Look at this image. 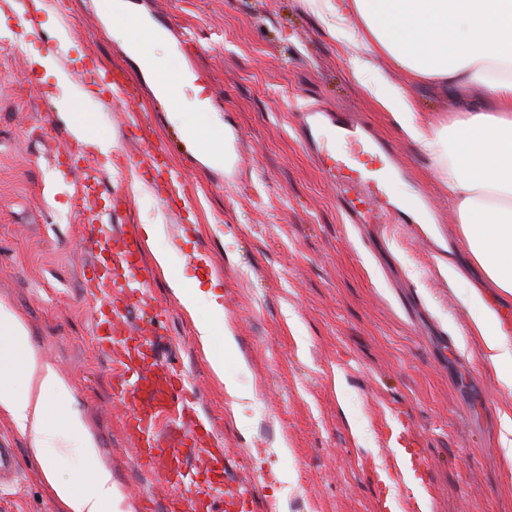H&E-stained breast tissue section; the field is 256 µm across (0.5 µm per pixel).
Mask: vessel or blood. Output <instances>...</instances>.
I'll use <instances>...</instances> for the list:
<instances>
[{
  "mask_svg": "<svg viewBox=\"0 0 512 512\" xmlns=\"http://www.w3.org/2000/svg\"><path fill=\"white\" fill-rule=\"evenodd\" d=\"M113 101L129 105L130 125L140 135L127 152L126 170L155 187L156 176L167 175L170 194L181 195L186 180L171 174L168 151L148 134L149 120L138 113L141 88L114 69ZM301 133L321 174L336 189V200L352 224H415L425 221L433 205L396 204L386 195L389 181L399 177L390 147L365 125L317 104L298 115ZM340 137L353 147L344 157L330 154L329 137ZM91 235L82 267L86 293L94 299V336L105 353H116L120 371L112 384V401L125 409V429L138 450L141 466L153 472L169 490L167 512H255L257 490L234 477L220 448L211 420L195 406L196 390L182 370L162 360L153 342L167 319V310L149 304L148 288L154 276L134 225L102 223L99 213L83 212ZM402 458L416 473L426 461L409 427L395 437Z\"/></svg>",
  "mask_w": 512,
  "mask_h": 512,
  "instance_id": "obj_1",
  "label": "vessel or blood"
}]
</instances>
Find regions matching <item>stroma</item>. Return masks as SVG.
<instances>
[{
  "label": "stroma",
  "instance_id": "stroma-1",
  "mask_svg": "<svg viewBox=\"0 0 512 512\" xmlns=\"http://www.w3.org/2000/svg\"><path fill=\"white\" fill-rule=\"evenodd\" d=\"M19 0H0V304L22 317L30 341L73 388L75 406L100 459L122 492V512H163L166 488L139 467L124 435L123 408L113 406V368L91 335L81 267L89 233L80 207L107 208L124 184L120 153L130 133L120 104L100 88L39 77L30 49H42L60 25L54 7L35 15L37 29L15 20ZM139 21L160 14L183 33L164 40L163 66L185 75L196 57L187 100L210 86L199 126L220 121L240 153L223 165L198 162L185 173L186 198L166 202L135 193L125 224H185L155 250L171 256L155 273L151 296L167 307L165 354L196 385L201 410L223 438L232 469L259 480V512L286 499L288 512H410L414 473L389 451L392 409L417 433L430 478L421 490L427 512H512V462L500 445V415L512 411L504 388L483 361L459 297L477 274L449 282L443 269L457 249L456 224L345 223L333 189L308 159L294 114L313 99L363 115L391 140L415 182L440 210L448 199L427 156L382 111L366 81L353 74L361 53L355 21L341 0H124ZM71 45L64 66L111 71L122 66L141 82L156 139L175 141V125L155 101L149 72L113 38L98 0H65ZM94 137L114 142L110 165L73 205L75 175L50 157L72 138L71 110ZM203 278L224 297L238 351L224 371L252 391L229 397L200 348L195 320L169 286ZM288 455H277L280 441ZM0 445L15 449L18 482L0 489V512H62L41 476V463L11 417L0 411ZM291 474L289 484L276 471Z\"/></svg>",
  "mask_w": 512,
  "mask_h": 512
}]
</instances>
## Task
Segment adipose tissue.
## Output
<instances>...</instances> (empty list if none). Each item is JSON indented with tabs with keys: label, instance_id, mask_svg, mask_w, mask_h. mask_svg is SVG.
I'll return each instance as SVG.
<instances>
[{
	"label": "adipose tissue",
	"instance_id": "obj_1",
	"mask_svg": "<svg viewBox=\"0 0 512 512\" xmlns=\"http://www.w3.org/2000/svg\"><path fill=\"white\" fill-rule=\"evenodd\" d=\"M345 9L359 22L365 51L353 62L356 75L369 69L371 58L384 56L410 85L457 95L456 117L441 122L419 116L408 87L387 83L375 97L431 160L471 259L466 265L449 256L448 277L464 278L471 264L482 271L484 288L468 290L460 301L500 383L512 387V339L500 330L486 295L490 288L512 295V0H346ZM170 286L188 314L208 309V320L196 325L197 337L226 393L252 399L224 373L225 353L237 348L232 329L224 331L223 349L211 346L214 326L224 321L219 295L198 280L174 279ZM71 395L70 384L31 344L22 318L0 305V411L44 460L43 479L64 512H116L122 493L85 421L73 411L61 426L48 420L49 402L66 405ZM65 453L79 459L78 480L60 476L55 467Z\"/></svg>",
	"mask_w": 512,
	"mask_h": 512
}]
</instances>
